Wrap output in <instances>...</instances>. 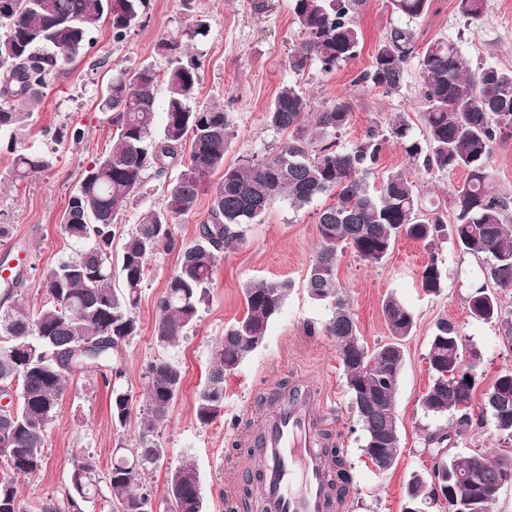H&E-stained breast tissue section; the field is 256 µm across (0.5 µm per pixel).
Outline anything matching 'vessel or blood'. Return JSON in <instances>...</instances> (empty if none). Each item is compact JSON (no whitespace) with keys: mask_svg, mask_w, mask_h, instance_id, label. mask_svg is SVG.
Here are the masks:
<instances>
[{"mask_svg":"<svg viewBox=\"0 0 512 512\" xmlns=\"http://www.w3.org/2000/svg\"><path fill=\"white\" fill-rule=\"evenodd\" d=\"M327 403L326 394L302 382L241 434L242 444L259 450L252 481L261 490L265 512H338L334 469L326 454L331 442L323 415Z\"/></svg>","mask_w":512,"mask_h":512,"instance_id":"1","label":"vessel or blood"}]
</instances>
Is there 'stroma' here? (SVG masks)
Returning <instances> with one entry per match:
<instances>
[{
  "instance_id": "1",
  "label": "stroma",
  "mask_w": 512,
  "mask_h": 512,
  "mask_svg": "<svg viewBox=\"0 0 512 512\" xmlns=\"http://www.w3.org/2000/svg\"><path fill=\"white\" fill-rule=\"evenodd\" d=\"M195 15L206 16L211 23L209 36L193 49L202 64L195 100L223 102L229 112L235 136L225 153L228 165L252 155L264 156L286 141V133L267 125L265 112L280 87L288 84L299 85L318 103L348 99L352 117L338 136L340 147H352L369 129L387 131L398 116L407 120L415 137H422L416 68H409L401 90L390 95L360 80L392 28L412 30L421 46L437 39L451 40L470 67L512 68V0H489L484 15L473 22L461 16L457 0H430L426 12L415 20L392 12L388 0H365L356 16L363 34L362 48L356 58L329 74L315 65L300 73L289 69L288 55L300 41L290 0H147L125 40L114 41L109 26L101 25L94 33L93 46L56 72L40 108L24 121L20 130L24 146L45 154L48 168L29 180L14 181L12 156L0 146V224L10 225V241L29 259L24 292L32 304L38 306L44 300L43 271L72 252L61 224L79 173L112 144L110 115L99 105L102 91L123 68L167 70L161 42L179 36ZM76 130L82 131L81 140L72 139ZM381 169L405 171L423 200L440 205L444 219H451L449 190L464 180L463 172L425 170L390 141L383 146ZM332 201L331 195L324 194L300 209L282 201L246 225L242 245L220 255L214 285L194 328L166 348L152 340L158 318L156 301L175 273L179 256L163 251L152 258L136 309L140 333L122 360V384L136 397L131 418L125 427L113 424L110 389L100 375L82 372L70 376L58 418L46 439L44 468L15 479L26 512H40L47 500H62L72 457L78 450L93 454L100 470L105 471L119 447L138 443L145 429V367L158 357L178 363L184 370V382L166 421L154 432L163 453L142 473L155 503L154 512H164L167 476L186 458L196 465L204 512H261L258 486H251V495L242 505L229 500L228 464L243 470L255 464L253 451L239 443L237 432L266 409L275 391L306 378L329 395L325 414L351 475L345 512H401L410 477L433 466L424 451L426 433L438 428L450 431L455 426L454 418H434L421 405L430 383L429 339L442 318L459 326L466 345L481 358L470 410L472 424L455 439L449 454L478 450L512 453V444L499 441L484 411V397L496 378L512 370V346L497 326L474 321L468 310L472 287L487 280L488 266L485 260L459 252L450 239L442 238L431 245L399 240L377 266L366 265L348 249L338 254L337 277L347 292L357 333L368 346L391 339L383 312L388 298H396L415 318L414 330L403 342L405 357L395 394L400 455L391 469L379 471L362 454V433L336 345L323 332L334 303L313 299L305 287L319 246L317 214ZM433 255L444 273V286L437 294L426 293L421 286L422 267ZM258 279L287 280L292 289L280 314L269 323L264 344L225 375L221 417L201 425L194 409L197 392L225 326L246 313V284ZM310 324L316 335H308Z\"/></svg>"
}]
</instances>
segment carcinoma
Here are the masks:
<instances>
[{"label": "carcinoma", "mask_w": 512, "mask_h": 512, "mask_svg": "<svg viewBox=\"0 0 512 512\" xmlns=\"http://www.w3.org/2000/svg\"><path fill=\"white\" fill-rule=\"evenodd\" d=\"M146 0H0V133L11 132L7 149L13 155L15 180H27L48 166V159L19 146L13 132L36 111L47 79L64 62L74 59L91 42L103 21L113 39L122 41L136 24ZM429 0H390L392 9L408 19L420 17ZM363 0H291L293 23L300 43L288 55L294 72L316 64L327 74L355 58L361 33L354 21ZM487 0H458L460 14L480 18ZM203 15L186 25L193 42L209 35ZM169 68L119 71L101 95L102 109L116 126L112 146L89 162L69 198L62 231L74 254L43 276L46 302L31 306L20 291L23 270L0 284V389L16 394V405L0 412V461L10 476L0 479V512H23L13 476L31 475L45 464V438L59 414V402L69 376L98 373L112 385V419L126 426L136 396L123 387L121 362L126 346L139 334L136 308L151 258L160 251H178L176 272L157 301L159 317L154 341L165 348L186 336L188 327L207 302L216 261L243 241L244 226L262 217L274 204L288 201L295 208L316 196L333 193L335 202L318 213L320 246L306 276L308 293L334 301L325 332L337 344L346 386L358 381L365 363L384 360L379 382L371 390L379 412L365 414L358 394L350 389L353 410L364 434L362 450L377 456L381 471L400 454V436H390L385 409L394 401L404 360L400 341L414 328L413 314L395 298L387 300L384 316L393 342L369 348L357 326L336 277L338 251L351 248L368 265H378L405 237L430 242L448 233L463 253L490 258L489 278L495 287L512 288V195L504 192L492 165L494 144L512 130V68L467 67L458 47L438 39L421 48L406 28H395L376 50L361 81L385 94L398 92L411 63L419 75L418 96L426 132V147L413 140L409 123L399 118L382 134L370 129L349 149L339 148L338 133L350 123L351 104L338 98L314 106L295 85L277 92L266 111L268 125L288 133L272 156L247 157L224 165L233 136L224 103L190 105L200 81L201 62L187 56L180 41L161 44ZM166 82L164 107L158 86ZM393 141L425 169L460 170L463 182L453 187V221L446 223L438 207L427 208L413 181L401 171L382 177L370 188L368 175L379 166L383 145ZM175 175H170L171 171ZM223 171L213 184L210 176ZM166 179V204L144 214L125 237L119 255L113 246L121 215L131 198L152 179ZM210 195L207 216L196 238L179 243L177 219L194 213L201 195ZM422 287L431 294L444 284L435 256L424 265ZM291 284L253 281L244 289L246 314L224 327V339L195 401L196 418L208 425L224 410V376L258 348L270 321L282 309ZM470 316L499 326L512 341V313L505 314L495 292L473 289ZM457 324L437 322L428 350L432 382L421 399L434 416L456 418V434L469 425L470 405L480 360L472 362ZM146 433L129 449L132 460L119 459L107 473L94 456L78 454L63 504L50 499L41 512H153L148 495L137 492L141 468L155 463L161 448L151 432L165 420L184 381L182 368L156 358L146 367ZM501 393L494 427L503 440L512 439V370L495 383ZM432 469L411 476L405 495L422 508L437 497L442 481L468 478L469 486L448 488L457 512H491L498 493L512 483V454L473 452L439 456ZM167 512H203L195 463L186 458L167 477Z\"/></svg>", "instance_id": "obj_1"}]
</instances>
